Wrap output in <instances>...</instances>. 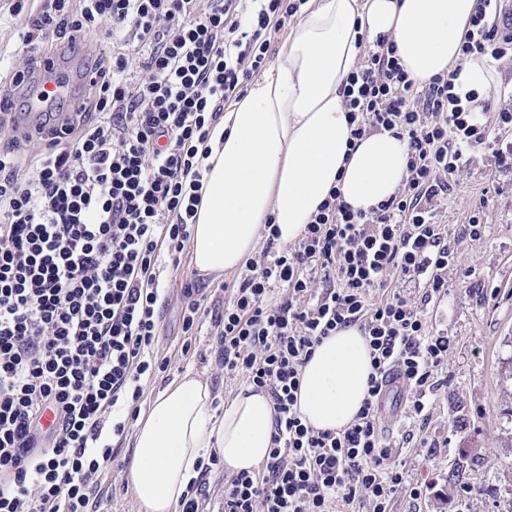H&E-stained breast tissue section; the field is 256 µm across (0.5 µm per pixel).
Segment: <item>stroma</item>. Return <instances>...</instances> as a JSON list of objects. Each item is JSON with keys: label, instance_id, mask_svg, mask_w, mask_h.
<instances>
[{"label": "stroma", "instance_id": "1", "mask_svg": "<svg viewBox=\"0 0 512 512\" xmlns=\"http://www.w3.org/2000/svg\"><path fill=\"white\" fill-rule=\"evenodd\" d=\"M495 111L484 113L491 137L512 150V130L498 126L496 111L512 109V59L501 61ZM481 210L484 231L464 235L474 210ZM455 248L448 288L427 308L434 333L447 337L448 358L442 384L432 396L430 417L419 426L397 417L386 428L398 444L396 457L408 481L420 486L419 498L397 491L392 512H512V165H497L490 154L473 152L454 178L447 201L438 211ZM231 274H200L191 259L166 273L169 307L161 324L158 354L168 357L165 373L147 384L144 401L155 397L185 373L207 382L215 408H223L241 382L218 370L217 349L209 319H202L192 350L182 355L181 292L197 281L211 300H222L219 285ZM130 446H122L109 476L99 512H141L125 476Z\"/></svg>", "mask_w": 512, "mask_h": 512}]
</instances>
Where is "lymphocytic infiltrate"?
I'll return each mask as SVG.
<instances>
[{
    "instance_id": "1",
    "label": "lymphocytic infiltrate",
    "mask_w": 512,
    "mask_h": 512,
    "mask_svg": "<svg viewBox=\"0 0 512 512\" xmlns=\"http://www.w3.org/2000/svg\"><path fill=\"white\" fill-rule=\"evenodd\" d=\"M305 2L8 0L20 25L0 102L14 114L0 149V512H95L146 385L170 364L156 351L163 274L191 242L198 156ZM483 5L462 59L511 57L512 9ZM73 60L83 82L29 126L30 88ZM344 93L353 138L385 129L406 139L398 192L355 213L331 190L293 246L265 222L261 250L224 284L221 305L194 284L183 292L182 354L210 318L219 370L265 391L274 410L269 454L225 477L224 512L356 501L391 512L405 476L382 425L387 382L401 378L407 414L425 421L448 353L426 316L455 259L438 209L471 152L507 161L452 83H415L388 36ZM350 326L369 349L367 396L350 426L318 431L298 409L302 369Z\"/></svg>"
}]
</instances>
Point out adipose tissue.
<instances>
[{
  "label": "adipose tissue",
  "mask_w": 512,
  "mask_h": 512,
  "mask_svg": "<svg viewBox=\"0 0 512 512\" xmlns=\"http://www.w3.org/2000/svg\"><path fill=\"white\" fill-rule=\"evenodd\" d=\"M480 0H308L278 59L213 129L203 159V199L191 237L192 264L204 274L240 270L254 254L266 218L280 244L297 241L331 188L353 211L393 196L406 173V140L382 130L352 139L343 89L368 45L382 34L396 45L414 82L451 77L481 111L498 85L499 63L462 61L460 45ZM372 371L357 327L329 336L301 374L299 410L317 430L350 425ZM210 387L187 373L141 416L126 462L142 512H178L199 475L198 459L218 455L226 471L266 459L274 413L265 392L242 385L216 413Z\"/></svg>",
  "instance_id": "obj_1"
}]
</instances>
